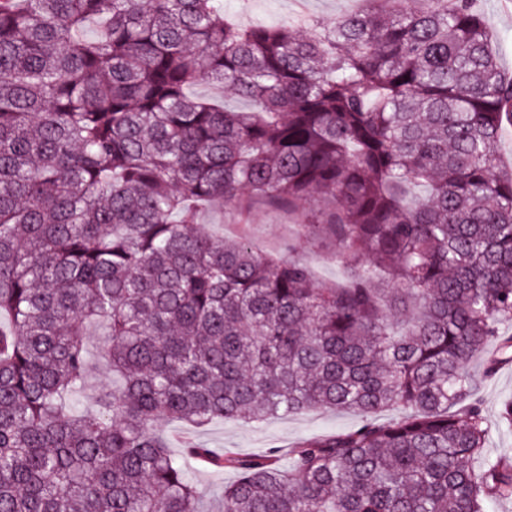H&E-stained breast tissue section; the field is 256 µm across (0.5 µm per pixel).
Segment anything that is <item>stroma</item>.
<instances>
[{"label":"stroma","mask_w":512,"mask_h":512,"mask_svg":"<svg viewBox=\"0 0 512 512\" xmlns=\"http://www.w3.org/2000/svg\"><path fill=\"white\" fill-rule=\"evenodd\" d=\"M226 8L237 21L252 18L267 22H281L298 14L310 18L333 21L336 16L360 13L370 9L369 0H225ZM478 7L489 30L501 37L495 51L501 70L512 75V0H479ZM324 202L308 198L295 209L276 205L261 198L243 197L235 207H213L202 212L200 222L209 234L229 240L244 238L260 252L284 257L294 254L310 266L317 282L345 284L348 270L337 261L338 248L328 237L314 238L307 225ZM89 364V386L82 404L90 408L97 394L112 385V374L107 368L104 348L95 331L85 338ZM479 396L488 429V440L482 457L474 467H481L488 458L512 452V426L500 418L502 406L512 401V361L501 364L495 374L483 379ZM362 422L354 412L312 410L298 415L272 417L259 423L236 420H217L202 429H191L177 421H162L157 425L161 434L169 437L175 456L184 455L182 438L192 439L213 452L232 451L242 455H258L268 449L288 450L304 439L347 431ZM186 459L189 475L205 499L217 497L226 482L235 479L231 470H214L194 458Z\"/></svg>","instance_id":"stroma-1"}]
</instances>
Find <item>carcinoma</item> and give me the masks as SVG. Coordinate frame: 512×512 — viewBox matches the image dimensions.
<instances>
[{"label":"carcinoma","instance_id":"1","mask_svg":"<svg viewBox=\"0 0 512 512\" xmlns=\"http://www.w3.org/2000/svg\"><path fill=\"white\" fill-rule=\"evenodd\" d=\"M224 0H0V512H204L155 426L363 423L231 469L218 512H489L512 456L470 364L512 361V77L474 0L242 26ZM208 84L251 103L192 94ZM248 193L333 207L353 271L196 228ZM112 370L74 401L84 336ZM396 410L403 416L380 422ZM85 337L87 359L89 364V386L83 395L82 404L92 408L97 394L112 387V372L107 368V361L100 336L94 329H90Z\"/></svg>","mask_w":512,"mask_h":512}]
</instances>
